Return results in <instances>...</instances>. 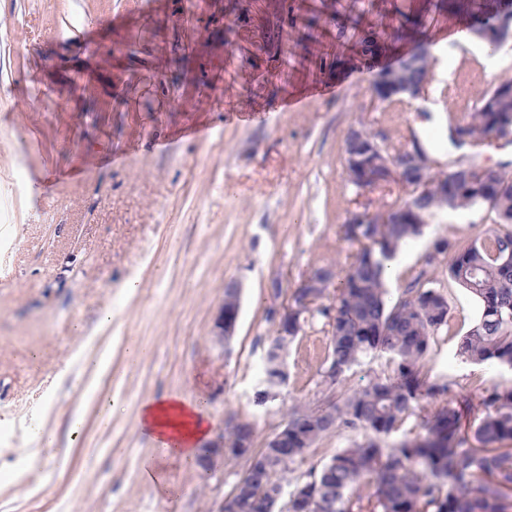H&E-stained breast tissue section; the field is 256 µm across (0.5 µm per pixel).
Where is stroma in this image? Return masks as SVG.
Wrapping results in <instances>:
<instances>
[{
	"instance_id": "stroma-1",
	"label": "stroma",
	"mask_w": 512,
	"mask_h": 512,
	"mask_svg": "<svg viewBox=\"0 0 512 512\" xmlns=\"http://www.w3.org/2000/svg\"><path fill=\"white\" fill-rule=\"evenodd\" d=\"M442 2L0 0V265L12 270L0 285V512H219L235 473L171 459L141 432L142 402L199 399L212 436L248 417L263 439L284 407L320 399L321 317L290 353L281 398L259 408L252 396L274 330L272 280L293 289L316 266H346L350 212L403 198L346 181V131L390 142L409 130L425 146L439 136L446 171L465 156L447 140L449 113L512 79V41L459 49L465 25ZM419 12L447 77L395 109L373 95L360 39ZM491 225L480 204L437 213L404 250L391 296L435 240L468 242ZM131 278L140 288L128 297ZM435 278L448 327L426 359L431 378L475 401L512 384V370L458 356L477 304ZM230 281L241 311L226 348L212 336ZM87 336L110 349L107 425L78 376ZM42 425L57 440L36 455Z\"/></svg>"
}]
</instances>
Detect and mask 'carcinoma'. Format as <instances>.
I'll list each match as a JSON object with an SVG mask.
<instances>
[{
	"mask_svg": "<svg viewBox=\"0 0 512 512\" xmlns=\"http://www.w3.org/2000/svg\"><path fill=\"white\" fill-rule=\"evenodd\" d=\"M468 18L492 17L512 4L506 0H449ZM397 43L423 46V23L406 20L391 32L369 30L361 40L360 62L375 66L381 52ZM398 82H430L432 61L418 67L398 61L380 69ZM512 125V80L485 92L478 104L459 116L448 115L449 139L471 149L470 161L497 149L496 133ZM343 151L346 180L362 189L361 171ZM508 164L491 174L475 171L458 176L428 172L430 186L417 198L406 195L399 207L411 212L402 224H344V237L358 244L345 267L333 263L315 269L324 277L321 288L300 287L288 298V335L274 336L263 358L262 388L255 401L283 377L279 352L288 351L309 319H327L329 337L322 383L336 389L314 403L297 402L285 410L286 448L242 447L252 436L249 423L224 422V442L235 456L249 455L243 478L232 487L228 512H269L282 487L292 484L281 512H506L512 497V385H496L481 397L482 412L462 429L471 401L445 399L451 382L434 381L425 371L435 336L448 326V300L430 273L448 258V279L479 305V315L465 334L459 355L474 363L512 368V174ZM483 204L495 215V226L465 245L446 238L434 242L425 266L400 297L391 300L386 288V261L415 241L438 210L468 209ZM334 289L333 302L323 298ZM366 356L387 357V370L359 387L346 386V373ZM432 408L409 429L418 404ZM355 432L307 480L291 481L295 465L324 438L343 430ZM403 432L397 441L390 437Z\"/></svg>",
	"mask_w": 512,
	"mask_h": 512,
	"instance_id": "carcinoma-1",
	"label": "carcinoma"
}]
</instances>
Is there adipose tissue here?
Masks as SVG:
<instances>
[{"label":"adipose tissue","mask_w":512,"mask_h":512,"mask_svg":"<svg viewBox=\"0 0 512 512\" xmlns=\"http://www.w3.org/2000/svg\"><path fill=\"white\" fill-rule=\"evenodd\" d=\"M140 428L157 442L163 443L168 454L194 460L200 443L209 436V418L202 405L175 397L150 398L139 410Z\"/></svg>","instance_id":"adipose-tissue-1"}]
</instances>
